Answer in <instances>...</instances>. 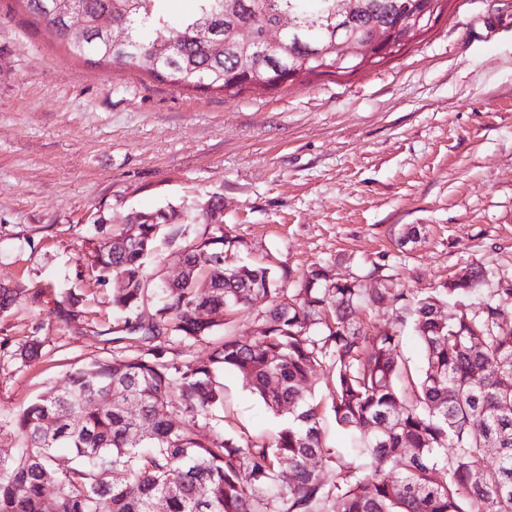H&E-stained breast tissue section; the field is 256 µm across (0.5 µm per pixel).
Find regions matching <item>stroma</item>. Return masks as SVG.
Here are the masks:
<instances>
[{"instance_id": "stroma-1", "label": "stroma", "mask_w": 512, "mask_h": 512, "mask_svg": "<svg viewBox=\"0 0 512 512\" xmlns=\"http://www.w3.org/2000/svg\"><path fill=\"white\" fill-rule=\"evenodd\" d=\"M24 19L0 0V282L26 291L0 315V420L74 368L137 352L82 262L102 221L175 209L152 271L175 269L217 205L228 263L289 288L316 263L407 294L472 264L512 276V0H448L379 65L233 97L87 65ZM408 224L420 235L402 247ZM34 339L40 356L18 359ZM223 382L225 433L278 429L237 377Z\"/></svg>"}]
</instances>
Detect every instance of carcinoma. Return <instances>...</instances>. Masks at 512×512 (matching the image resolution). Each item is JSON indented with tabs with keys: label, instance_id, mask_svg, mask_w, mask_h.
Wrapping results in <instances>:
<instances>
[{
	"label": "carcinoma",
	"instance_id": "1",
	"mask_svg": "<svg viewBox=\"0 0 512 512\" xmlns=\"http://www.w3.org/2000/svg\"><path fill=\"white\" fill-rule=\"evenodd\" d=\"M29 25H43L72 57L109 63L179 88L237 95L256 77L275 90L307 75H349L392 57L372 55L352 70L332 69L335 0H194L176 22L162 0H12ZM447 0H352L342 19L360 42L375 30L394 34L395 52L429 30L421 11L443 15ZM295 25L286 48L265 56L247 50L285 13ZM127 31L117 45L99 20ZM175 31V44L153 36ZM153 224L102 228L83 261L95 283L118 280L112 306L131 316L140 352L94 361L70 371L8 421L22 442L0 459V512H43L47 480L57 487L56 512H512V318H501L512 287L470 265L423 295L396 291L385 276L365 288L359 278L330 279L322 266L304 287H284L269 268L224 264V232L213 226L203 247L209 267L186 256L191 277L151 288L145 266ZM161 297L145 317L146 301ZM259 299L250 338L231 334L232 316ZM23 300L0 285V314ZM460 303L447 321L441 306ZM389 304L396 322L373 330L359 309ZM224 327V343L207 360L181 361L154 343L161 331L183 342ZM421 344L418 377L399 348L405 327ZM335 376L329 411L347 446L323 440V406L306 384L319 368ZM236 374L274 413L288 419L270 436L206 433L202 420L223 406L220 374ZM407 376L401 389L397 379ZM56 426L49 429L45 421ZM143 429L135 440L132 433ZM73 466L59 473L56 452ZM331 474V479L323 473ZM138 487L132 496L128 487Z\"/></svg>",
	"mask_w": 512,
	"mask_h": 512
}]
</instances>
